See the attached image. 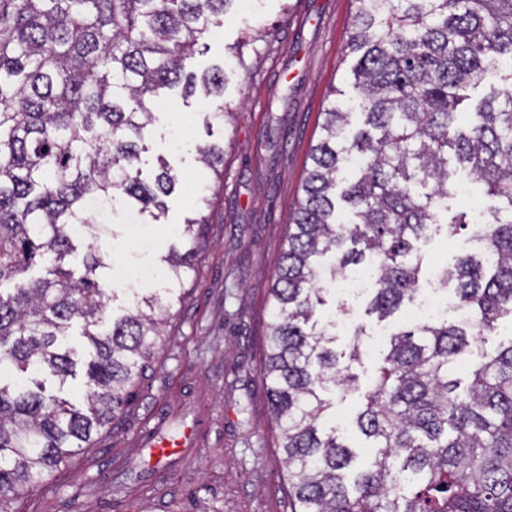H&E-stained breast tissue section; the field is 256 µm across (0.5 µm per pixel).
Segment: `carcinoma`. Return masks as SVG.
<instances>
[{
    "instance_id": "cac0c4a2",
    "label": "carcinoma",
    "mask_w": 512,
    "mask_h": 512,
    "mask_svg": "<svg viewBox=\"0 0 512 512\" xmlns=\"http://www.w3.org/2000/svg\"><path fill=\"white\" fill-rule=\"evenodd\" d=\"M235 0H0V361L22 383L0 381V512L122 417L145 376L170 311L184 299L192 258L206 248L204 208L164 256L166 299L145 296L96 330L105 296L102 258L78 253L95 239L88 202L136 208L159 220L179 184L164 160L143 178L142 142L162 89L221 98L226 69L197 75L185 62ZM348 49L365 128L353 138L338 101L324 112L302 195L270 288L262 378L292 512H512V341L486 336L512 319V0H355ZM503 87L474 101L500 58ZM224 177V148H197ZM489 202L473 231L484 258L460 256L439 271L455 284L468 323L446 320L394 333L357 416L376 456L352 468L353 449L320 420L331 396L356 389L360 337L338 353L323 318L327 280L373 263L369 311L391 317L416 291L433 225L470 226L452 211L456 168ZM83 224L86 233H70ZM83 266L80 275L75 265ZM40 268L37 277L29 276ZM13 288L3 292L1 285ZM93 349L85 405L45 394L76 378L72 323ZM466 394L452 377L473 350Z\"/></svg>"
}]
</instances>
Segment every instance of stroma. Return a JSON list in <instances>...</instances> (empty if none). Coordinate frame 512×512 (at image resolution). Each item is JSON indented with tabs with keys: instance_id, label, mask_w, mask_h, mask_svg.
Segmentation results:
<instances>
[{
	"instance_id": "stroma-1",
	"label": "stroma",
	"mask_w": 512,
	"mask_h": 512,
	"mask_svg": "<svg viewBox=\"0 0 512 512\" xmlns=\"http://www.w3.org/2000/svg\"><path fill=\"white\" fill-rule=\"evenodd\" d=\"M354 13L352 0H236L223 27L187 60V70L195 72L237 57L243 65L230 76L222 100L167 92L195 136L173 147L170 120L161 117L146 138L142 167L150 177L164 160L195 185L215 186L206 212L209 245L195 259L184 301L173 308L128 412L94 448L23 494L19 512H290L261 376L269 288L330 92L356 95V57L347 48ZM219 106L229 113L224 125L205 130L202 112ZM211 141L224 145L220 182L197 160L198 146ZM167 206L160 223L141 224L153 247L140 260L154 267L191 215L183 193L168 197ZM111 229V237L93 244L104 260V331L137 296L161 288L157 282H113V263L129 257L123 214L113 215ZM480 248L472 235L449 236L443 224L423 246L448 264ZM387 342L378 337L377 348L353 364L359 390L336 396L324 421L347 438L363 467L374 451L354 419L360 390L369 385L378 349ZM181 436L186 446L161 460L151 455L156 439Z\"/></svg>"
}]
</instances>
